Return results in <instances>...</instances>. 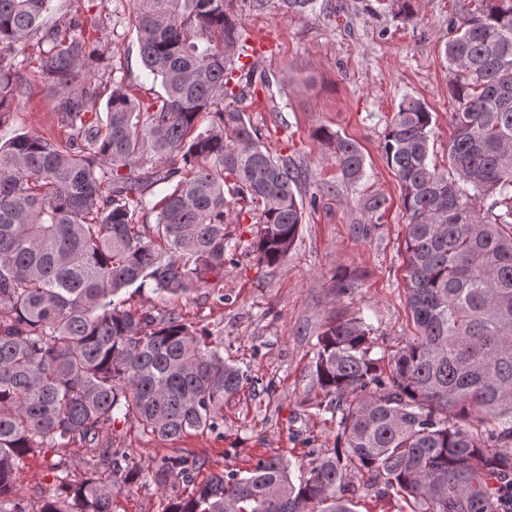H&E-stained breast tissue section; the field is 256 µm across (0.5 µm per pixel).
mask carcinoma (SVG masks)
Instances as JSON below:
<instances>
[{
  "label": "carcinoma",
  "instance_id": "carcinoma-1",
  "mask_svg": "<svg viewBox=\"0 0 512 512\" xmlns=\"http://www.w3.org/2000/svg\"><path fill=\"white\" fill-rule=\"evenodd\" d=\"M131 2L160 104L114 83L101 113L84 67L103 21L74 19L80 36L66 43L53 0H0V124L25 94L15 68L35 44L69 130L0 142V512H112L114 477L191 488L161 512H357L365 493L397 512H512V0H476L448 20L449 170L429 159L421 100L404 97L384 133L408 218V344L389 354L364 319L329 323L314 377L338 418L334 446L296 481L274 453L200 483L198 459L145 470L100 433L134 420L160 439L218 434L224 402L250 378L181 315L134 312L119 296L219 287L230 197L257 209L258 263L279 265L303 224L302 172L224 105L252 73L234 57L242 18L225 0ZM203 112L214 120L196 134ZM316 137L344 180L365 177L355 142ZM77 445L95 449L89 476L60 462L55 495L36 507L16 495L26 459Z\"/></svg>",
  "mask_w": 512,
  "mask_h": 512
}]
</instances>
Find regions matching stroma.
I'll use <instances>...</instances> for the list:
<instances>
[{"label":"stroma","instance_id":"1","mask_svg":"<svg viewBox=\"0 0 512 512\" xmlns=\"http://www.w3.org/2000/svg\"><path fill=\"white\" fill-rule=\"evenodd\" d=\"M57 3L55 20L68 38L71 16L106 18V36L87 62L88 74L124 84L141 102L152 103L161 87L141 64L129 0ZM455 7L454 0H416L408 16L399 0H317L315 10L306 12L288 9L283 0H232V10L242 14L244 38L268 48L255 73L272 81L268 88L254 84L253 96L238 107L270 151L302 172V197L316 205L307 208L295 247L279 267L258 264L251 249L257 226L248 218L235 228L220 290L173 296L147 287L134 294V310L176 312L222 337L225 361L256 379L225 403L223 436L166 441L142 434L137 423L125 425L116 445L141 465L190 456L200 460L197 476L203 479L249 468L258 455L276 451L300 473L315 452L336 440V423L312 385L317 338L326 324L362 315L379 347L394 352L405 346L413 331L403 293L407 219L383 135L403 96L420 99L433 114L430 159L447 166L453 105L444 43ZM17 80L27 94L0 125V137L19 130L65 139L52 112L53 86L26 62L18 66ZM320 129L358 144L366 165L358 184L343 180L329 141L315 137ZM373 196L386 200L376 213L365 208ZM338 276L350 281L349 295L337 296ZM90 457L81 447L46 450L17 471L15 492L38 502L56 490L54 463L66 462L79 480ZM184 492L180 482L163 488L118 480L112 510L161 512L162 499Z\"/></svg>","mask_w":512,"mask_h":512}]
</instances>
